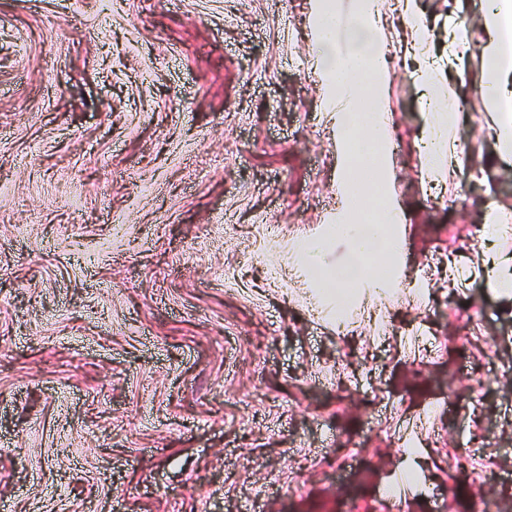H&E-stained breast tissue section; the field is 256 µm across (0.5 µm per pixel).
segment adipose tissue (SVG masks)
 Returning <instances> with one entry per match:
<instances>
[{
  "mask_svg": "<svg viewBox=\"0 0 512 512\" xmlns=\"http://www.w3.org/2000/svg\"><path fill=\"white\" fill-rule=\"evenodd\" d=\"M405 42L418 49L422 61L416 77L424 91L428 114L420 141L421 170L428 180H440L465 169L469 158L458 135L460 74L471 48V34L462 25L448 33V54H432L430 38L416 16V0H398ZM382 0H312L309 26L313 33L316 70L324 104L332 121V136L340 155L336 174V222L327 234L299 241L289 262L299 274L316 282L313 304L336 318L360 308L378 310L392 299L400 269L401 226L405 213L389 193L393 167L386 88L391 81L387 56L393 39L382 22ZM482 62L485 78L479 89L492 114L490 126L500 161L512 160V0H498L483 15ZM385 187L382 215L371 224L354 226V212L374 208L370 184ZM344 242L348 259L330 267L324 256L332 241ZM480 279L496 295L512 299V258L504 256L466 265L448 262L452 286Z\"/></svg>",
  "mask_w": 512,
  "mask_h": 512,
  "instance_id": "ef3b65f1",
  "label": "adipose tissue"
}]
</instances>
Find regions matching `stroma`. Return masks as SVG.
Wrapping results in <instances>:
<instances>
[{
    "label": "stroma",
    "mask_w": 512,
    "mask_h": 512,
    "mask_svg": "<svg viewBox=\"0 0 512 512\" xmlns=\"http://www.w3.org/2000/svg\"><path fill=\"white\" fill-rule=\"evenodd\" d=\"M485 2L419 0L473 35L444 189L390 54L405 288L340 336L288 264L336 214L311 0H0V512H512V303L448 284L512 210ZM512 214L496 207L485 209L482 219L483 232L497 239L501 236L512 235Z\"/></svg>",
    "instance_id": "stroma-1"
}]
</instances>
